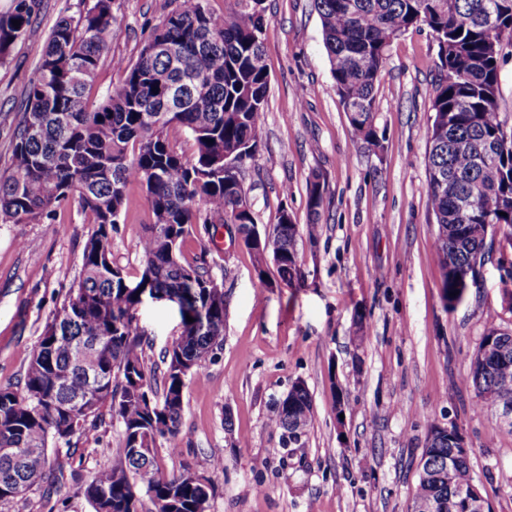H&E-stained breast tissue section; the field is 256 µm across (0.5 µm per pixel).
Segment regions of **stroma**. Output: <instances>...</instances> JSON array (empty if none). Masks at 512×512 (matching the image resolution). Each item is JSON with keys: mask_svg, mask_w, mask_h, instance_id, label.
<instances>
[{"mask_svg": "<svg viewBox=\"0 0 512 512\" xmlns=\"http://www.w3.org/2000/svg\"><path fill=\"white\" fill-rule=\"evenodd\" d=\"M92 2L36 0L29 35L0 64V175L10 172L15 121L52 26ZM177 6L112 0V58L136 60L145 38ZM262 7L268 102L242 182L265 232L283 206L299 226L308 224L307 182L322 172V230L317 242L298 239L305 278L296 287L281 283L271 261L259 280L234 225L212 240L188 239L186 257L205 246L215 260L224 346L187 385L180 451L160 448V464L175 473L188 463L210 479L209 512H410L426 436L439 423L465 434L475 481L494 512H512V433L503 428L501 407L480 406L461 382L488 323L512 326L508 279L492 257L463 302L449 308L441 298L426 177L435 39L420 26L392 42L375 91V148L351 134L313 0H263ZM148 222L145 191L129 185L112 253L132 280ZM92 230L74 208L37 224H0V386L22 380L29 351L70 297ZM136 317L149 335L147 363L159 365L182 331L177 307L148 300ZM299 381L315 417L306 448L294 450L281 447L268 421ZM337 384L346 395L341 419L333 403ZM102 415L95 430L56 450L64 464L58 512H91L79 488L122 445L118 420L107 408ZM216 459L223 469H213Z\"/></svg>", "mask_w": 512, "mask_h": 512, "instance_id": "1", "label": "stroma"}]
</instances>
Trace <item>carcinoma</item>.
Listing matches in <instances>:
<instances>
[{"mask_svg": "<svg viewBox=\"0 0 512 512\" xmlns=\"http://www.w3.org/2000/svg\"><path fill=\"white\" fill-rule=\"evenodd\" d=\"M332 78L352 135L379 146L375 88L394 39L427 26L438 46L439 79L431 103L426 163L427 205L437 224L435 252L442 298L452 308L488 234L501 232L512 251V130L499 118V77L512 56V0H314ZM35 0H12L0 16V63L31 30ZM20 21L14 26L13 21ZM262 0H224V18L208 0H179L162 27L145 39L134 62L112 60L123 73L98 104L88 90L116 33L112 0H94L51 28L14 129L11 172L0 176V223L54 219L70 204L94 225L81 270L30 352L21 383L0 387V506L33 487H53L59 474L49 445H68L108 404L122 427L117 459L89 475L79 494L92 512H141L146 495L155 512H207L214 487L191 484L186 464L162 471L158 448H179L187 382L224 342V292L212 276L207 250L189 260L183 245L233 224L245 246L277 257L280 280L299 284L298 225L286 207L270 231L256 229L240 176L224 177V157L250 159L268 96ZM178 128L184 140L170 130ZM192 147L186 155L185 144ZM141 185L150 208L139 240L135 281L113 259L130 184ZM325 178L308 185L315 241ZM458 295H452V292ZM178 297L181 335L150 368L146 333L135 316L142 297ZM206 313L209 326L187 318ZM462 383L482 404L512 405V332L491 322ZM314 418L307 387L294 385L278 402L269 426L282 446L306 447ZM448 437L427 435L428 456L412 495L413 512H460L456 495L474 481L470 461L448 462Z\"/></svg>", "mask_w": 512, "mask_h": 512, "instance_id": "carcinoma-1", "label": "carcinoma"}]
</instances>
